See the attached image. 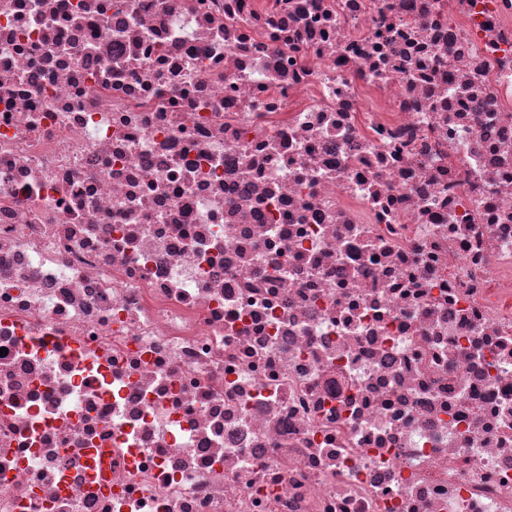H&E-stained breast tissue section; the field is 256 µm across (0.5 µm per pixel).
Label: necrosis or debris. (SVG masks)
<instances>
[{"label":"necrosis or debris","mask_w":512,"mask_h":512,"mask_svg":"<svg viewBox=\"0 0 512 512\" xmlns=\"http://www.w3.org/2000/svg\"><path fill=\"white\" fill-rule=\"evenodd\" d=\"M0 512H512V0H0Z\"/></svg>","instance_id":"1"}]
</instances>
